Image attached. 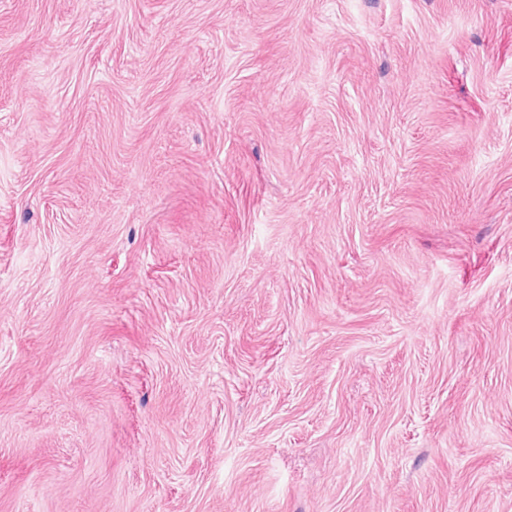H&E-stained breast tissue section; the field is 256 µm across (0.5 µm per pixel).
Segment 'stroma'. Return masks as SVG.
Here are the masks:
<instances>
[{
	"instance_id": "35a3bbf8",
	"label": "stroma",
	"mask_w": 512,
	"mask_h": 512,
	"mask_svg": "<svg viewBox=\"0 0 512 512\" xmlns=\"http://www.w3.org/2000/svg\"><path fill=\"white\" fill-rule=\"evenodd\" d=\"M0 512H512V0H0Z\"/></svg>"
}]
</instances>
